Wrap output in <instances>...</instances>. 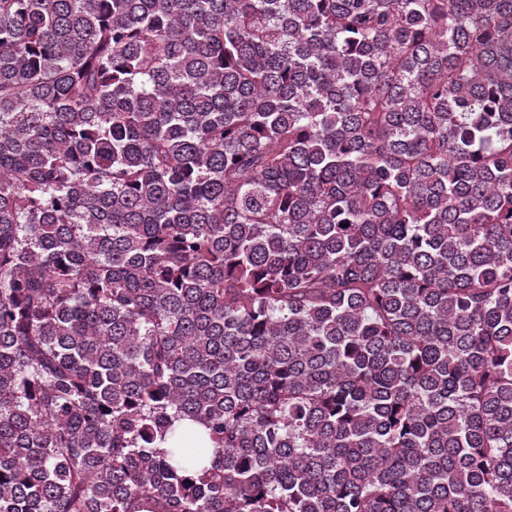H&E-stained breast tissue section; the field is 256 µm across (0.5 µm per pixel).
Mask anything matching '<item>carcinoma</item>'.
Here are the masks:
<instances>
[{"mask_svg": "<svg viewBox=\"0 0 512 512\" xmlns=\"http://www.w3.org/2000/svg\"><path fill=\"white\" fill-rule=\"evenodd\" d=\"M512 512V0H0V512Z\"/></svg>", "mask_w": 512, "mask_h": 512, "instance_id": "obj_1", "label": "carcinoma"}]
</instances>
